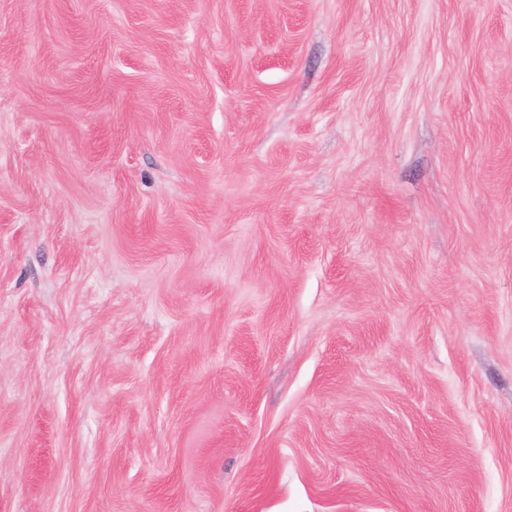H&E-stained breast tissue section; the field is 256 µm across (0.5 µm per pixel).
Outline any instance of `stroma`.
<instances>
[{
  "label": "stroma",
  "mask_w": 512,
  "mask_h": 512,
  "mask_svg": "<svg viewBox=\"0 0 512 512\" xmlns=\"http://www.w3.org/2000/svg\"><path fill=\"white\" fill-rule=\"evenodd\" d=\"M0 512H512V0H0Z\"/></svg>",
  "instance_id": "stroma-1"
}]
</instances>
